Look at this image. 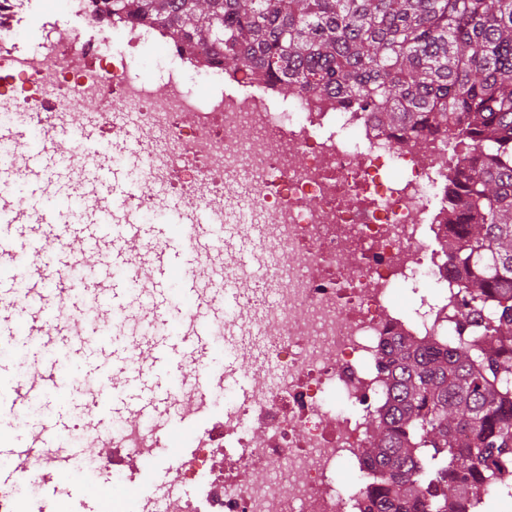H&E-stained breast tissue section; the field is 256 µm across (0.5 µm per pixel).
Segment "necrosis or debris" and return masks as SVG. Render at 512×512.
Instances as JSON below:
<instances>
[{"label":"necrosis or debris","mask_w":512,"mask_h":512,"mask_svg":"<svg viewBox=\"0 0 512 512\" xmlns=\"http://www.w3.org/2000/svg\"><path fill=\"white\" fill-rule=\"evenodd\" d=\"M46 11L45 0H0V114L40 112L65 125L90 100L116 116L135 113L149 176L165 173L188 204L265 214L263 234L298 258L276 271L279 300L264 314L275 329L267 353L279 364L277 382L266 365L253 364L250 398L223 409L220 425L197 431L181 468L202 499L176 498L166 512H364L372 476L362 450L368 418L390 401L376 367L390 336L480 340L457 322L468 297L443 250L448 183L466 155H443L433 140L394 143L370 113L343 109L331 96L281 99L260 71L110 16L102 0H70L68 29ZM33 21L43 42L26 54L14 42L16 27ZM115 29L126 41L107 44ZM160 41L167 48L159 87L134 63ZM241 87L249 96L238 95ZM246 128L252 135L244 140ZM228 180L236 194L225 193ZM423 282L431 291L416 307L392 311L397 285ZM156 450L148 427H125L96 475L111 482L126 459ZM344 460L355 475L345 489L336 481ZM256 468L264 480L250 479Z\"/></svg>","instance_id":"1"}]
</instances>
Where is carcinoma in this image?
<instances>
[{"mask_svg":"<svg viewBox=\"0 0 512 512\" xmlns=\"http://www.w3.org/2000/svg\"><path fill=\"white\" fill-rule=\"evenodd\" d=\"M177 42L255 63L297 95H335L420 147L465 145L448 185V258L479 306L486 347L397 336L378 369L365 512H464L512 472V0H104Z\"/></svg>","mask_w":512,"mask_h":512,"instance_id":"obj_1","label":"carcinoma"}]
</instances>
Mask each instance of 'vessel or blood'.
I'll return each instance as SVG.
<instances>
[{
  "label": "vessel or blood",
  "mask_w": 512,
  "mask_h": 512,
  "mask_svg": "<svg viewBox=\"0 0 512 512\" xmlns=\"http://www.w3.org/2000/svg\"><path fill=\"white\" fill-rule=\"evenodd\" d=\"M0 143L23 159H0V337H11L12 350L34 353L38 365L30 379L0 380V411L14 416L75 389L71 351L108 349L123 365L117 374L104 364L85 372L95 390L84 408L100 424L87 443L73 439L60 412L40 417L20 443L1 438L0 488L28 482L19 459L49 457L67 490L83 492L90 485L75 483V460L106 444L105 429L166 417L186 368L216 397L247 380L239 348L224 335L245 315L238 279L220 263L203 279L199 263L215 249L236 252L237 237L201 201L168 207L167 222L137 225L123 204L147 178L141 165L113 156L93 119L57 126L40 113L4 118ZM78 252L89 261L76 281L68 273ZM78 286L98 317L81 329L65 313ZM140 466L153 494L179 492L178 457Z\"/></svg>",
  "instance_id": "obj_1"
}]
</instances>
